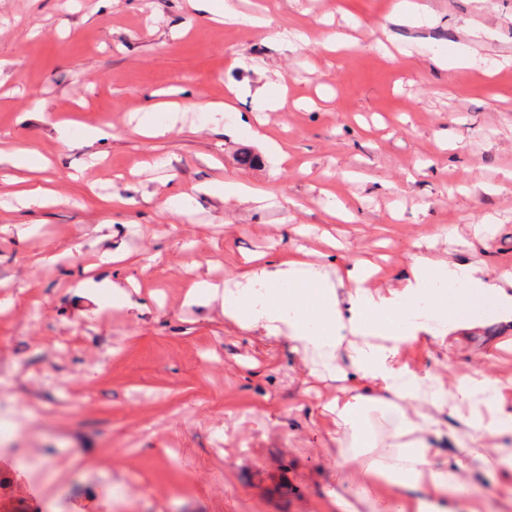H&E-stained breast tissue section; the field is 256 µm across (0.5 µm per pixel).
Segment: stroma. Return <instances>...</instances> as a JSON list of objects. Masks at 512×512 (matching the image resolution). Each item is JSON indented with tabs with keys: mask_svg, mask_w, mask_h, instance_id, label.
<instances>
[{
	"mask_svg": "<svg viewBox=\"0 0 512 512\" xmlns=\"http://www.w3.org/2000/svg\"><path fill=\"white\" fill-rule=\"evenodd\" d=\"M413 2L234 0L262 18L250 26L188 0H0V148L52 162L0 165V512H334L321 404L340 382L184 296L244 255L287 250L295 224L379 264L384 286L424 236L492 278L512 265V0ZM343 35L357 46L331 49ZM185 90L232 107L206 128L185 112L140 133L148 106ZM264 96L282 103L268 113L280 155L241 124ZM88 126L111 139L87 144ZM95 150L106 157L91 168ZM224 179L267 194L263 208L204 192ZM20 183L54 197L24 208ZM172 189L187 216L160 214ZM343 205L351 219L331 220ZM475 222L487 250L467 247ZM95 261L138 286L147 312L83 297ZM469 319L406 360L506 379L512 410V322ZM474 480L480 512H512L511 480Z\"/></svg>",
	"mask_w": 512,
	"mask_h": 512,
	"instance_id": "stroma-1",
	"label": "stroma"
}]
</instances>
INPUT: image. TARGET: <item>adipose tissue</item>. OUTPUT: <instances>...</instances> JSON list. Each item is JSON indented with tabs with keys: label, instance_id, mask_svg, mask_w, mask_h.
Returning <instances> with one entry per match:
<instances>
[{
	"label": "adipose tissue",
	"instance_id": "obj_1",
	"mask_svg": "<svg viewBox=\"0 0 512 512\" xmlns=\"http://www.w3.org/2000/svg\"><path fill=\"white\" fill-rule=\"evenodd\" d=\"M300 246L246 259L230 284H195L191 304L220 302L241 329L284 337L310 374L352 383L326 400L339 452L331 461L343 487L338 512H476L470 476L492 467L512 476V411L499 402L501 379L442 375L409 368L415 345L444 341L463 329L465 310L491 305L512 321V273L488 280L474 263L416 248L397 287L380 289L376 269L349 260L328 277ZM496 434L502 445L474 438L452 461L436 460L428 437L446 436L447 418Z\"/></svg>",
	"mask_w": 512,
	"mask_h": 512
}]
</instances>
